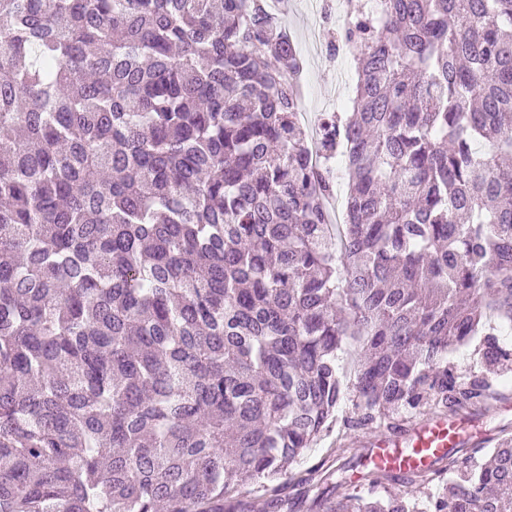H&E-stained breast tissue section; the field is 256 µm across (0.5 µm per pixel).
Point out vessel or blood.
<instances>
[{
	"mask_svg": "<svg viewBox=\"0 0 512 512\" xmlns=\"http://www.w3.org/2000/svg\"><path fill=\"white\" fill-rule=\"evenodd\" d=\"M472 440V435L461 424L444 416H434L419 421L406 438H375L370 444L367 462L395 471L429 470L448 451Z\"/></svg>",
	"mask_w": 512,
	"mask_h": 512,
	"instance_id": "obj_1",
	"label": "vessel or blood"
}]
</instances>
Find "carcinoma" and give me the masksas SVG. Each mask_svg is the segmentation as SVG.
Returning a JSON list of instances; mask_svg holds the SVG:
<instances>
[{
  "mask_svg": "<svg viewBox=\"0 0 512 512\" xmlns=\"http://www.w3.org/2000/svg\"><path fill=\"white\" fill-rule=\"evenodd\" d=\"M326 36L358 80L313 138L266 0H0V512H288L346 402L368 432L505 399L512 0ZM484 449L288 478L310 512H512V426Z\"/></svg>",
  "mask_w": 512,
  "mask_h": 512,
  "instance_id": "cac0c4a2",
  "label": "carcinoma"
}]
</instances>
